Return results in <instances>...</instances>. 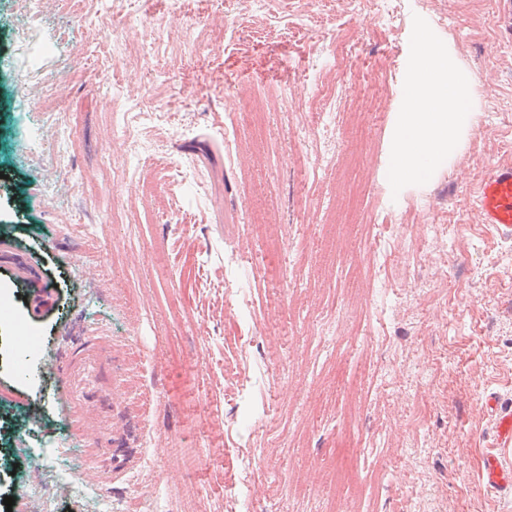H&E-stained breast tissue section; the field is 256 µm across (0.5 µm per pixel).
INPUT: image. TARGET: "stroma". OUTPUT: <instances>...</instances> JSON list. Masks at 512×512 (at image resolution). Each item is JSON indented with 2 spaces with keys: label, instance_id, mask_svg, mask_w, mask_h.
Listing matches in <instances>:
<instances>
[{
  "label": "stroma",
  "instance_id": "1",
  "mask_svg": "<svg viewBox=\"0 0 512 512\" xmlns=\"http://www.w3.org/2000/svg\"><path fill=\"white\" fill-rule=\"evenodd\" d=\"M497 12L498 0H399L390 14L362 0H52L38 27L61 35L46 57L55 88L34 108L15 67L28 22L0 0V243L53 287L32 316L33 284L0 257V512H37L22 488L58 451L94 494L59 492L57 512H227L233 494L256 512H512L481 477L487 453L512 459L484 405L512 404V237L475 201L512 163V38ZM420 25L472 84L471 125L432 175L399 186L386 164ZM130 29L148 45L131 57ZM340 35L355 55L338 54ZM391 50L392 79H375ZM324 82L332 119L305 128ZM133 109L174 123L125 130ZM137 138L149 150L130 149ZM185 161L198 181L169 182ZM434 207L450 242L421 252ZM371 222L401 227L399 264L372 281L365 268L384 265L364 247ZM228 271L245 288L230 317L200 286ZM28 327L23 356L13 338ZM88 331L112 347L122 445L152 470L85 475L57 376H19ZM242 334L255 339L245 355ZM228 365L248 404L232 405Z\"/></svg>",
  "mask_w": 512,
  "mask_h": 512
}]
</instances>
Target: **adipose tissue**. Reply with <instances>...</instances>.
<instances>
[{"label": "adipose tissue", "instance_id": "ef3b65f1", "mask_svg": "<svg viewBox=\"0 0 512 512\" xmlns=\"http://www.w3.org/2000/svg\"><path fill=\"white\" fill-rule=\"evenodd\" d=\"M415 55L390 146V179L407 184L438 169L471 123L470 84L449 49L425 28L413 34Z\"/></svg>", "mask_w": 512, "mask_h": 512}]
</instances>
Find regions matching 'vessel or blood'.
<instances>
[{
	"label": "vessel or blood",
	"instance_id": "b4317fda",
	"mask_svg": "<svg viewBox=\"0 0 512 512\" xmlns=\"http://www.w3.org/2000/svg\"><path fill=\"white\" fill-rule=\"evenodd\" d=\"M477 204L484 223L496 226L504 235H512V165L497 167L479 186ZM17 273L35 285L32 299L33 314H42L52 303V291L40 280L35 268L23 259H15ZM104 354L97 337H80L70 353L61 355L49 365L61 378L65 402L82 419L83 434L96 440L100 424L108 412L107 397L100 385V365ZM137 458L128 449L116 448L109 454L91 449L88 473L100 476L120 473L133 466ZM486 483L494 489L512 491V467L495 456L487 457L483 472Z\"/></svg>",
	"mask_w": 512,
	"mask_h": 512
}]
</instances>
